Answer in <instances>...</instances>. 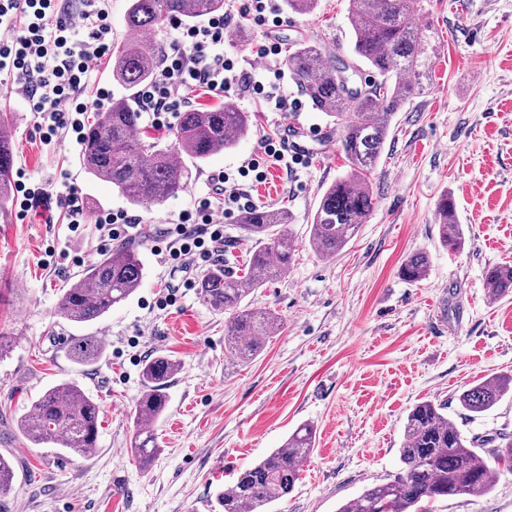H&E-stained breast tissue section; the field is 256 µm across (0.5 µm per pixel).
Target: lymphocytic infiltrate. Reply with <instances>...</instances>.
<instances>
[{
	"mask_svg": "<svg viewBox=\"0 0 512 512\" xmlns=\"http://www.w3.org/2000/svg\"><path fill=\"white\" fill-rule=\"evenodd\" d=\"M234 2V11L174 25L159 71L137 91L139 109L154 126H171L186 106L184 89L194 86L228 93L244 84L268 111L302 110L301 99L289 95L286 74L277 65L282 52L278 42L264 38L251 46L257 66L249 74L224 53L234 20L281 25V0ZM111 43L112 17L102 0H78L74 6L63 0H0V74L23 85L30 110L49 134L81 133L85 112L108 102L107 89H99L90 103L82 100L81 89ZM253 205L252 195L233 184L230 175L218 174L165 229L154 252L175 271L206 268L220 256L225 220Z\"/></svg>",
	"mask_w": 512,
	"mask_h": 512,
	"instance_id": "obj_1",
	"label": "lymphocytic infiltrate"
}]
</instances>
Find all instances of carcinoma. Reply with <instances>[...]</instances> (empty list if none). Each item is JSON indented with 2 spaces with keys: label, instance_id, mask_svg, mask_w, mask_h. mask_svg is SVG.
Listing matches in <instances>:
<instances>
[{
  "label": "carcinoma",
  "instance_id": "carcinoma-1",
  "mask_svg": "<svg viewBox=\"0 0 512 512\" xmlns=\"http://www.w3.org/2000/svg\"><path fill=\"white\" fill-rule=\"evenodd\" d=\"M422 0H349L351 57H325L312 41H295L285 49V63L314 108L336 121L340 145L349 164L347 176L323 193L310 224L308 244L319 256H336L357 234L375 206L369 176L384 152L392 118L409 98L430 90V35L413 21ZM225 0H128L126 38L112 46V79L129 91L112 97L94 114L84 130L79 158L87 174L115 186L136 206L161 205L188 190V172L171 159L176 151L194 162L233 148L251 126V115L225 104L181 112L172 131L173 149L152 140L142 113L133 106L132 91L157 70L160 59L139 35L167 28L176 19L224 12ZM10 122L0 113V213L8 212L14 181L15 151L8 135ZM439 241L454 251L461 246V225L448 194L437 206ZM284 208L255 207L238 217L244 235L255 247L244 260V274L232 275L216 266L204 274L203 299L224 312V348L233 362L246 363L260 353L279 331L278 315L255 308L246 298L276 280L293 262L296 244L284 232L290 223ZM430 257L416 252L406 259L400 275L411 282L425 279ZM144 279L139 248L119 245L100 262L61 288L56 316L82 325L98 322L126 302ZM495 296L512 293V266L498 265L486 273ZM103 353L95 336L70 340L68 354L80 366L96 364ZM178 361L166 355L142 368L143 391L138 399L130 454L142 467L158 448L143 422L159 419L168 404L167 386ZM512 389V375L487 378L462 391V410L490 411ZM100 407L75 381H63L39 396L20 419L22 434L37 444H55L73 456L86 458L97 447ZM316 431L298 426L281 447L242 470L233 485L218 491L219 512H267L270 503L286 497L299 477L301 463L315 448ZM479 440L467 437L448 418L445 406L432 400L414 405L403 425L399 448L401 468L342 504L337 512H425L424 505L460 495L484 496L497 485L500 468L512 470V435L499 436L488 461Z\"/></svg>",
  "mask_w": 512,
  "mask_h": 512
}]
</instances>
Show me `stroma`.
Instances as JSON below:
<instances>
[{"label": "stroma", "instance_id": "stroma-1", "mask_svg": "<svg viewBox=\"0 0 512 512\" xmlns=\"http://www.w3.org/2000/svg\"><path fill=\"white\" fill-rule=\"evenodd\" d=\"M418 25L435 35L433 86L395 113L371 186L376 205L336 257L308 246L311 219L326 188L347 174L336 125L312 105L262 111L253 95L189 90L196 108L230 102L253 113L234 148L190 165L189 190L160 206H133L112 184L91 178L80 143L46 138L24 92L0 78V112L11 115L16 168L43 184L48 207L11 208L0 223V331L11 346L0 357V455L14 470L0 512H216L215 494L279 447L301 424L316 447L293 491L270 512H336L399 466L403 424L423 400L446 404L449 418L492 452L512 434V392L489 412L469 417L458 396L486 378L512 372V294L496 297L485 275L512 264V0H423ZM348 0H318L313 13L284 11L277 28L243 21L252 40L308 38L325 54L348 51ZM315 133L306 166L272 164L262 181H242L256 204L287 208L297 251L285 275L258 289L250 304L278 314L282 329L246 363L224 356V315L187 290L174 306L152 302L180 287L185 273L164 266L152 247L168 221L189 208L211 177L236 173L284 125ZM81 192L88 221L71 229L64 188ZM450 195L463 230L457 253L439 242L436 206ZM121 208L135 217L144 264L141 288L101 321L74 325L56 315L67 280L104 251L94 219ZM428 253L426 279L399 274L413 253ZM98 337L103 354L83 367L68 357L71 337ZM180 363L168 406L153 431L160 448L148 468L128 452L145 361ZM77 381L103 409L98 445L85 459L20 433L19 418L45 390ZM426 512H512V472L483 497L461 495Z\"/></svg>", "mask_w": 512, "mask_h": 512}]
</instances>
